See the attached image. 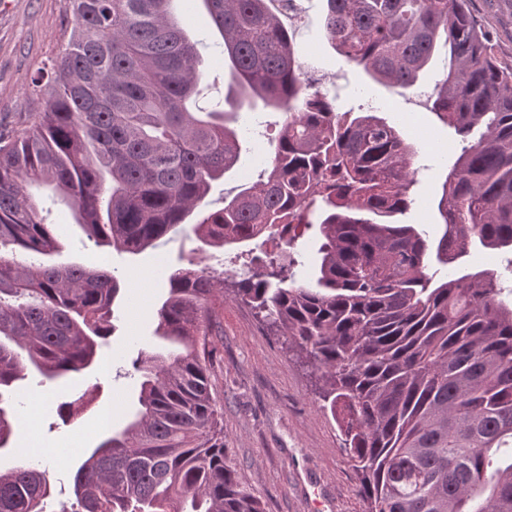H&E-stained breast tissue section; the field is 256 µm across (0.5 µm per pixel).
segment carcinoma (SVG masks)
I'll return each instance as SVG.
<instances>
[{
	"label": "carcinoma",
	"instance_id": "1",
	"mask_svg": "<svg viewBox=\"0 0 512 512\" xmlns=\"http://www.w3.org/2000/svg\"><path fill=\"white\" fill-rule=\"evenodd\" d=\"M200 2L233 69L224 102L193 112L200 42L174 4ZM272 0H70L65 48L31 78L42 96L0 137V449L20 441L16 382L99 365L124 288L100 262L58 264L55 225L29 188L60 192L88 240L138 254L189 229L249 259L233 298L288 341L337 420L366 512H512V297L501 273L463 269L476 249L512 253V64L468 0H324L332 48L411 89L436 48L448 72L431 110L461 143L432 238L391 221L412 204L417 147L370 112L304 86ZM284 115L257 180L202 209L238 168L239 111ZM317 231L307 256L301 229ZM224 274H166L156 335L132 363L138 406L85 454L58 512H263L224 448L210 373ZM45 472L0 467V512H51Z\"/></svg>",
	"mask_w": 512,
	"mask_h": 512
}]
</instances>
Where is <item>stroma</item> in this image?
<instances>
[{
	"label": "stroma",
	"mask_w": 512,
	"mask_h": 512,
	"mask_svg": "<svg viewBox=\"0 0 512 512\" xmlns=\"http://www.w3.org/2000/svg\"><path fill=\"white\" fill-rule=\"evenodd\" d=\"M301 3L299 17L287 26L301 62L318 68L322 88L338 93L339 108H374L403 133L433 141V149L414 161V202L401 221L421 225L433 236L441 234L443 227L425 202L441 192L454 143L447 127L426 106L424 95L444 75L446 49H439L416 88L379 83L331 48L322 28L323 0ZM469 9L489 33L500 60L512 63V0H470ZM71 20L69 0H0V131H19L28 113L38 109L40 98L28 87L30 77L62 51ZM183 21L204 44L206 78L196 105L207 109L226 95L230 63L201 7L184 12ZM240 123L246 131L240 167L212 187L209 207H221L225 194L256 179L260 159L267 156L272 139L278 138L283 117L245 110ZM37 196L49 204L50 218L57 224L61 261L107 262L120 270L129 296L128 304L119 310L99 369L45 390L37 378L24 381L27 394L42 391L46 397L37 404L24 403L22 436L39 449L51 489L63 501L72 494L77 460L99 440L103 411L111 410L112 425L119 429L134 409L137 390L135 379L128 374L130 360L138 349L154 342L153 307L165 293L164 270L193 263L219 273L223 256L200 251L195 237L186 234L163 240L136 256L115 251L104 254L86 239L65 206L54 203L51 188H40ZM211 339L219 350L211 382L224 413V446L242 482L263 501L266 512H363L365 505L338 424L329 411L321 409L313 378L285 338L269 333L248 306L228 297L213 320ZM88 389L93 392L90 404L69 419H61L59 404Z\"/></svg>",
	"instance_id": "obj_1"
}]
</instances>
